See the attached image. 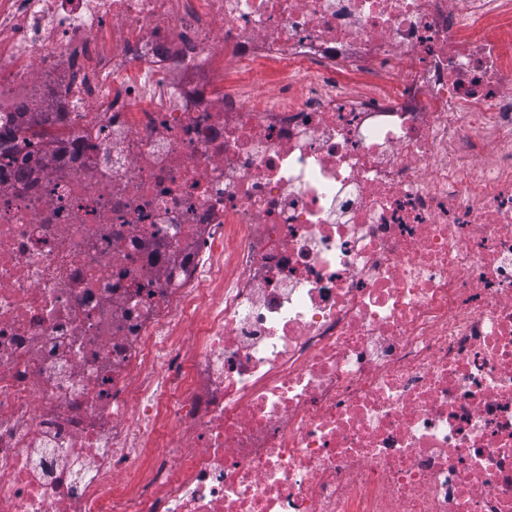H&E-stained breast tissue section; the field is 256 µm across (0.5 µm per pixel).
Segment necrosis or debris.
<instances>
[{
  "instance_id": "obj_1",
  "label": "necrosis or debris",
  "mask_w": 512,
  "mask_h": 512,
  "mask_svg": "<svg viewBox=\"0 0 512 512\" xmlns=\"http://www.w3.org/2000/svg\"><path fill=\"white\" fill-rule=\"evenodd\" d=\"M17 123L0 512H512V0H0Z\"/></svg>"
}]
</instances>
